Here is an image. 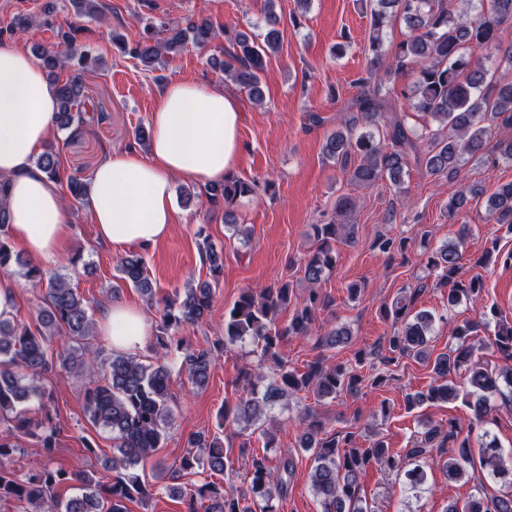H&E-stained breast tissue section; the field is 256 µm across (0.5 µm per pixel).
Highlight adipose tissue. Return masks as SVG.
<instances>
[{"label": "adipose tissue", "mask_w": 512, "mask_h": 512, "mask_svg": "<svg viewBox=\"0 0 512 512\" xmlns=\"http://www.w3.org/2000/svg\"><path fill=\"white\" fill-rule=\"evenodd\" d=\"M57 101L39 64L20 49L0 46V178L10 190L6 207L12 241L32 261L56 258L73 226L57 181L33 159L54 134ZM241 115L235 98L220 87L183 80L168 85L150 116L147 154H110L93 170L87 207L97 236L121 248L152 245L168 236L176 220L172 183L223 181L241 155ZM114 348L143 347L146 323L122 302L101 322Z\"/></svg>", "instance_id": "adipose-tissue-1"}]
</instances>
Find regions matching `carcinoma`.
Segmentation results:
<instances>
[{"label":"carcinoma","mask_w":512,"mask_h":512,"mask_svg":"<svg viewBox=\"0 0 512 512\" xmlns=\"http://www.w3.org/2000/svg\"><path fill=\"white\" fill-rule=\"evenodd\" d=\"M399 16L408 33L398 43L389 72L405 73L416 66L411 84L401 91L413 111L437 123V128L425 125L417 130L407 125L398 110V101L382 93L381 84L364 81L362 90L348 105L352 112L344 128L331 134L323 147L325 156L336 162L349 182L359 187H373L384 179L398 186L410 163L430 176L448 178L454 182L468 160L488 154L496 160L512 161V78L500 68L470 67L467 56L481 50L488 56L501 55L500 62L512 65V50H502L499 27L512 20V0H375L371 9L369 51L372 60L381 59L384 49L383 32L388 20ZM263 36L238 32L224 48L221 70L224 79L248 92L255 103L264 101L263 75L268 58L277 53L281 43L280 19L269 7L265 16ZM166 35L156 40L139 41L128 54L144 66L153 68L169 54H177L193 44L205 47L224 29H216L212 20L200 16L186 26L165 29ZM67 53L42 49L39 56L47 80L56 90L57 125L66 129L85 124L78 111L85 98V85L79 74L61 83L54 70L75 56L74 37L61 33ZM34 164L51 179H60L59 156L54 147L41 153ZM89 183L71 176L64 198L83 204L89 195ZM259 185L238 176H229L219 184L207 187L210 202H224V223L236 225L230 206L242 197L258 194ZM481 189L470 186L457 190L448 199V216L458 214L466 194L477 195ZM486 212L497 224L512 227V182L501 184L487 199ZM354 225L329 221L311 225L310 238L315 248L304 256L303 279L312 285L304 304L294 310L291 318L280 317L291 302L287 282L270 285L260 291H241L238 299L224 316V335L205 349L185 347L178 333L186 325H194L208 317L213 303V289L205 283L174 292L164 300L161 321L155 334L157 357L144 364L133 357L114 355L103 381H89L84 393V411L89 422L112 432V457L106 466L112 469V481L102 483L92 472H72L56 469L49 463L35 462L26 473L19 475L6 466V460L19 448V443L0 439V501L15 499L30 506L29 512H127L125 502L145 500L152 496L150 485L139 474L160 447L172 421L170 381L172 367L169 358H181L179 371L187 374L196 387H204L210 369L230 346L251 340L260 349L257 367L269 365L271 374L258 384L252 381V364L238 371L242 393L234 405L224 404L219 425L235 423L252 425L288 397L302 391L320 400L336 398L343 393H358L364 382L379 386L386 378L377 375L365 379L346 363L329 364L323 358L309 362L300 371L288 366L282 347L292 336H308L313 331L316 312L332 306V299L315 288L325 274L336 265V244L353 239ZM209 274L219 281L224 274V258L216 250L206 251ZM463 255L453 243H448L427 256V266L439 272V283L452 284L448 304L480 295L482 282L477 277L457 278ZM24 262L14 253L8 239L0 234V272L7 273ZM26 266V265H24ZM119 283L112 286L116 294L121 286L137 288L145 296H153L152 283L142 257L129 252L116 265ZM24 277L45 288L37 315V323H21L10 314H0V419L14 423L16 434L39 440L45 453L55 446L57 426L50 415L34 421L24 413L23 406L32 398L49 399L43 382L51 372L77 377L93 368L96 355L88 339L93 322L89 301L59 274H49L28 265ZM428 285L403 288L390 304L384 305L383 315L391 320L393 332L385 350L358 352L355 363L364 364L374 357L391 364L400 357L425 360L429 358L427 335L434 316L427 310L416 309L418 297ZM476 324L465 321L456 326L452 339L456 348L438 355L433 373L437 383L425 392L406 396L407 409L426 404L446 403L459 395V389L448 383L451 375L463 374L469 386L468 407L471 423L485 424L493 416L494 406L489 395L499 391V376L474 360L473 349L466 344ZM350 330L339 327L327 332L321 342L335 348L348 343ZM495 345L507 359H512V325H500ZM299 446L312 453L315 467L311 488L319 499L321 512H368V506L358 497L360 478L372 464L385 472L399 467V460L377 436L369 446L357 445L353 433L339 439L328 434L314 414L303 418ZM460 423L448 421V431L432 425L413 442L407 458L420 461L433 455L443 459L442 468L450 479L463 477L467 468L480 464L492 475L512 472L505 465L500 450L487 443L481 448L479 462H474L469 436L462 435ZM189 450L172 470V479L195 469L224 472V458L231 448L224 447L220 435H194ZM291 457L284 456L276 468L266 463V457L251 459V480L247 489H225L213 480L203 481L186 491L181 486L170 493L183 500L185 512H280L273 500L288 496V477L292 475ZM79 483V492L62 500L54 489L66 482ZM445 512H512V495L492 497L472 496L463 504L453 502Z\"/></svg>","instance_id":"cac0c4a2"}]
</instances>
